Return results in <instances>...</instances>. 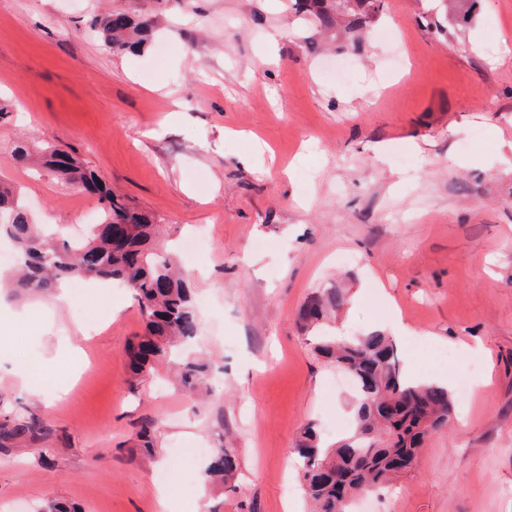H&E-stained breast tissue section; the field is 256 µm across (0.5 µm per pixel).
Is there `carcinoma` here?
I'll return each instance as SVG.
<instances>
[{"label":"carcinoma","mask_w":512,"mask_h":512,"mask_svg":"<svg viewBox=\"0 0 512 512\" xmlns=\"http://www.w3.org/2000/svg\"><path fill=\"white\" fill-rule=\"evenodd\" d=\"M296 6L324 31L341 22L356 30L384 8V0H297ZM154 26L150 18L134 22L123 12L92 20L114 52L143 46ZM14 153L97 195L102 220L88 225L82 236L66 238L59 227L53 231L33 223L16 189L0 181V237L8 239L15 252L13 272L6 280L22 295L48 292L76 279L120 282L133 291L145 320L144 334L127 350L133 377L166 364L183 391L203 395L209 366L200 357L184 354L200 332L193 292L162 241L160 225L99 185L95 174L75 159L59 165L64 152L57 148L32 153L21 145ZM342 303L339 294L312 296L300 314L302 328H329ZM314 351L354 379V429L331 447L322 444L314 426L303 429L294 448L300 488L315 512H349L358 494L414 467L425 438L448 424L453 397L448 387L435 381L409 379L395 341L382 331L347 340L318 336ZM54 438L55 430L41 416L0 411L1 451L39 447L48 452ZM239 469L237 456L219 448L205 470V481L222 487L238 478Z\"/></svg>","instance_id":"1"}]
</instances>
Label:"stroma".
I'll use <instances>...</instances> for the list:
<instances>
[{
  "instance_id": "stroma-1",
  "label": "stroma",
  "mask_w": 512,
  "mask_h": 512,
  "mask_svg": "<svg viewBox=\"0 0 512 512\" xmlns=\"http://www.w3.org/2000/svg\"><path fill=\"white\" fill-rule=\"evenodd\" d=\"M110 11L155 18L154 38L112 53L90 28ZM270 49L279 65L260 68ZM0 107V180L39 223L78 228L98 198L16 161L20 144L71 152L174 243L207 233L208 252L177 258L211 389L198 407L163 375L129 382V289L85 283L78 306L101 316L85 341L76 306L1 289L0 403L60 440L0 454V512H161V489L175 512H306L292 448L310 422L333 441L350 393L298 315L336 288L338 332L398 317L449 370L475 365L417 466L359 512H512V0H385L356 37L294 0H0ZM35 304V324L6 321ZM39 357L36 400L15 373ZM228 436L243 476L216 489L208 451Z\"/></svg>"
}]
</instances>
